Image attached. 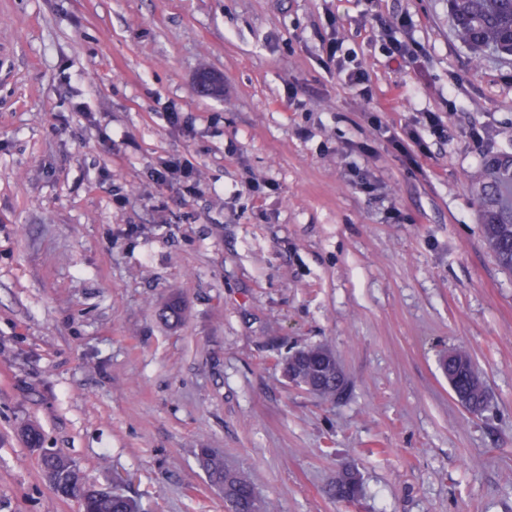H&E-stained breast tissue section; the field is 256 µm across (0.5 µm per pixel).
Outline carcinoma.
<instances>
[{
    "label": "carcinoma",
    "instance_id": "obj_1",
    "mask_svg": "<svg viewBox=\"0 0 512 512\" xmlns=\"http://www.w3.org/2000/svg\"><path fill=\"white\" fill-rule=\"evenodd\" d=\"M451 15L456 22L459 38L476 51H491L512 56V0H449ZM491 184L483 189L485 210L483 237L498 265L512 272V204L503 201L502 190L512 192V158L492 156L485 160ZM292 381L313 393L338 399L346 386L336 377V362L330 350L323 346L302 349L287 359ZM454 394L464 401L474 414L487 406L485 386L475 371L468 352L456 348L441 363ZM25 437L38 446L41 469L55 494L67 497L81 479L74 461L66 455L43 447L40 431L25 429ZM200 459L209 480L224 494L232 506L230 512H269L270 507L254 496V486L243 473L224 466V459L208 448L201 449ZM326 495L350 505L363 495L358 471L345 468L325 489ZM92 512H140L137 501L126 495L120 486L112 487V495L101 496Z\"/></svg>",
    "mask_w": 512,
    "mask_h": 512
}]
</instances>
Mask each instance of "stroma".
Listing matches in <instances>:
<instances>
[{"instance_id": "stroma-1", "label": "stroma", "mask_w": 512, "mask_h": 512, "mask_svg": "<svg viewBox=\"0 0 512 512\" xmlns=\"http://www.w3.org/2000/svg\"><path fill=\"white\" fill-rule=\"evenodd\" d=\"M425 112L444 136L410 165L387 135ZM510 154L512 56L476 57L448 0H0V512H80L29 426L144 512H225L202 448L271 512H512V275L481 195ZM173 159L195 193L156 179ZM320 344L341 400L284 375ZM458 347L482 414L440 369ZM347 466L353 507L323 492ZM325 53L328 62H336V69L339 73H344L345 81L350 87L358 89L359 94L363 97L370 95L369 73L357 60L354 50L343 49V42L336 39L327 43Z\"/></svg>"}]
</instances>
